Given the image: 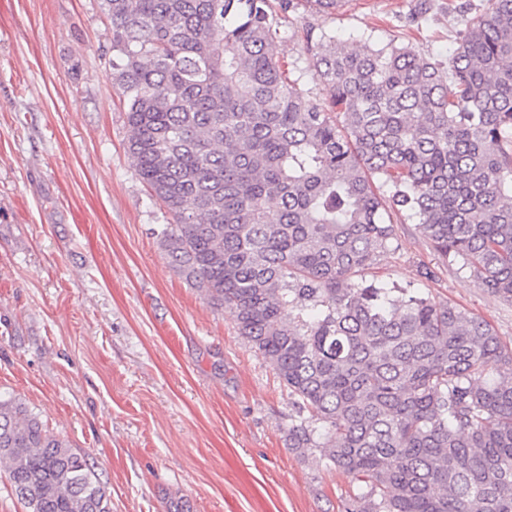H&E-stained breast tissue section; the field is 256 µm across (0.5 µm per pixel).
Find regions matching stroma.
<instances>
[{
    "label": "stroma",
    "mask_w": 512,
    "mask_h": 512,
    "mask_svg": "<svg viewBox=\"0 0 512 512\" xmlns=\"http://www.w3.org/2000/svg\"><path fill=\"white\" fill-rule=\"evenodd\" d=\"M435 0H348L325 19L289 14L271 51L298 90L324 96L306 27L447 60L462 28ZM99 0H0V395L22 400L86 454L112 512H345L360 491L317 450L288 445L297 410L272 366L170 265L154 231L162 207L126 150ZM367 281L430 294L489 321L512 346V302L421 238Z\"/></svg>",
    "instance_id": "1"
}]
</instances>
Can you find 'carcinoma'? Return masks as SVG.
Instances as JSON below:
<instances>
[{"instance_id":"carcinoma-1","label":"carcinoma","mask_w":512,"mask_h":512,"mask_svg":"<svg viewBox=\"0 0 512 512\" xmlns=\"http://www.w3.org/2000/svg\"><path fill=\"white\" fill-rule=\"evenodd\" d=\"M100 0L140 179L171 265L267 360L315 448L362 483L346 512H512V348L486 320L358 273L402 213L512 302V0L464 19L448 63L303 40L304 99L271 53L303 6ZM0 471L26 512H112L85 455L0 398Z\"/></svg>"}]
</instances>
